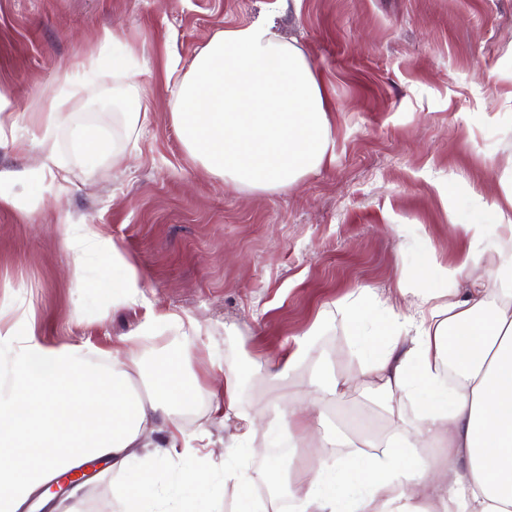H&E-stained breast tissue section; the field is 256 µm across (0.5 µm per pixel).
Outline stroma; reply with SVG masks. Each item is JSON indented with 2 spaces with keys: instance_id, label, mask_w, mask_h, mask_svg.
<instances>
[{
  "instance_id": "stroma-1",
  "label": "stroma",
  "mask_w": 512,
  "mask_h": 512,
  "mask_svg": "<svg viewBox=\"0 0 512 512\" xmlns=\"http://www.w3.org/2000/svg\"><path fill=\"white\" fill-rule=\"evenodd\" d=\"M253 21L297 40L332 104L331 159L288 190L259 195L224 185L187 153L166 83L216 31ZM107 29L137 50L150 120L132 135L112 111L118 54L107 74L65 100L54 133L65 192L28 214L0 209V306L34 307L44 345L105 352L148 309L196 320L161 330L135 353L148 370L166 353L188 352L204 390L182 408V429L190 440L208 432L219 464L235 431L212 411L225 368L243 366L244 410L263 412L283 391L310 400L309 371L280 388L261 366L362 288L398 308L399 287L443 291L445 282L418 278L428 258L455 264L473 247L467 225L497 223L476 198L498 195L512 163V0H0V94L17 117L0 170L37 163V111L59 95L60 69L96 59ZM90 122L122 150L91 179L72 143ZM60 224H95L121 243L143 273L148 307H113L105 263L75 275ZM317 354L340 375L362 368L341 321ZM340 409L391 428L362 384L325 407L328 429Z\"/></svg>"
}]
</instances>
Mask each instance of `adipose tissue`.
Masks as SVG:
<instances>
[{
    "instance_id": "1",
    "label": "adipose tissue",
    "mask_w": 512,
    "mask_h": 512,
    "mask_svg": "<svg viewBox=\"0 0 512 512\" xmlns=\"http://www.w3.org/2000/svg\"><path fill=\"white\" fill-rule=\"evenodd\" d=\"M140 73L117 72L112 105L128 130L148 119ZM62 102L39 114L41 162L26 176L42 190L63 193L64 164L51 132ZM320 77L297 43L279 39L260 22L216 32L171 89V119L204 170L254 194L285 191L324 165L332 142ZM510 210L497 225H470L475 244L455 265L425 267L443 281L473 280L464 291L416 293L417 314L388 302L369 313L372 289L323 310L289 350L272 359L264 377L285 383L305 367L328 325L343 319L362 344L367 392L382 410L410 426L357 444L348 434L323 433L321 406L342 396L349 377L323 365L313 370L307 406L273 402L276 438L292 448H330V458L294 470L271 461L265 475L283 495L258 497L248 485L255 415L240 406L239 366L224 371L223 399L214 411L235 424L224 442L220 475L199 455L179 453V409L200 392L189 355L169 356L144 373L132 349L162 328L182 324L174 312L149 310L139 328L112 346L111 363L74 344L47 347L35 338V310L0 306V512H22L50 478L87 461L107 458L119 477L121 512H194L184 489L220 499L237 490L232 512H512V172L501 179ZM63 240L76 269L96 258L118 274L112 305H145L144 277L123 246L95 224H65ZM495 255L484 265L480 243ZM374 301V300H373ZM162 431L166 445L154 443ZM442 448V458L427 455Z\"/></svg>"
}]
</instances>
